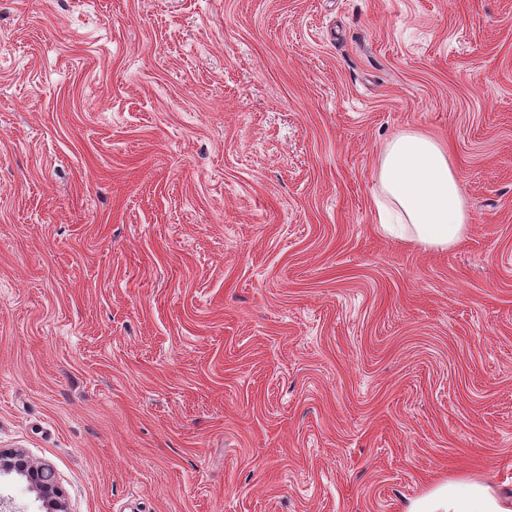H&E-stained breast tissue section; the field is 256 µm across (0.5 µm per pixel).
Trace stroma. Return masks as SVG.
Here are the masks:
<instances>
[{
  "instance_id": "stroma-1",
  "label": "stroma",
  "mask_w": 512,
  "mask_h": 512,
  "mask_svg": "<svg viewBox=\"0 0 512 512\" xmlns=\"http://www.w3.org/2000/svg\"><path fill=\"white\" fill-rule=\"evenodd\" d=\"M404 132L465 240L376 230ZM68 512L512 483V0H0V451ZM48 467L28 459L23 452L0 451V476L16 475L25 478L28 489L36 492L46 512H66L61 491L52 479Z\"/></svg>"
}]
</instances>
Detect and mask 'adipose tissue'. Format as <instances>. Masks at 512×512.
<instances>
[{"label":"adipose tissue","instance_id":"adipose-tissue-1","mask_svg":"<svg viewBox=\"0 0 512 512\" xmlns=\"http://www.w3.org/2000/svg\"><path fill=\"white\" fill-rule=\"evenodd\" d=\"M377 177L382 234L440 251L465 239L466 203L444 144L421 133L401 134L382 150ZM426 512H512V491L452 483L444 499Z\"/></svg>","mask_w":512,"mask_h":512}]
</instances>
